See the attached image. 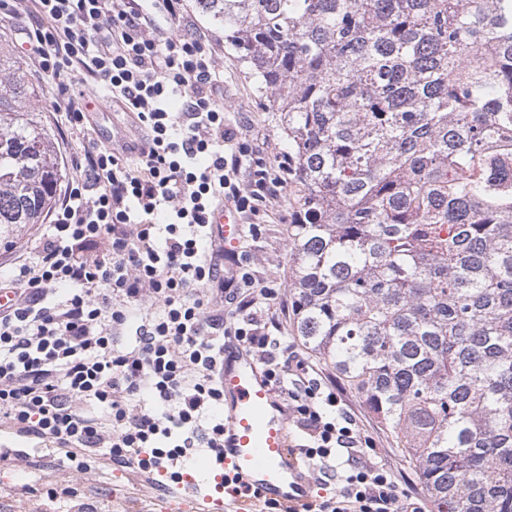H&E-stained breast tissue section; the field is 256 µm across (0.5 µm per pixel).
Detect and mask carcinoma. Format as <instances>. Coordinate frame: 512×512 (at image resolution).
<instances>
[{
    "mask_svg": "<svg viewBox=\"0 0 512 512\" xmlns=\"http://www.w3.org/2000/svg\"><path fill=\"white\" fill-rule=\"evenodd\" d=\"M288 145L292 330L433 512H512V0H197ZM0 40V240L63 178Z\"/></svg>",
    "mask_w": 512,
    "mask_h": 512,
    "instance_id": "1",
    "label": "carcinoma"
}]
</instances>
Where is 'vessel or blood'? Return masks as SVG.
<instances>
[{"label":"vessel or blood","mask_w":512,"mask_h":512,"mask_svg":"<svg viewBox=\"0 0 512 512\" xmlns=\"http://www.w3.org/2000/svg\"><path fill=\"white\" fill-rule=\"evenodd\" d=\"M241 226L228 204L216 203L212 247L224 253L237 246ZM224 391V462L206 480L184 475L195 512H223L236 489H250L258 500L280 505L309 502L312 472L290 444L288 407L271 386L266 370L235 341L224 344L218 371Z\"/></svg>","instance_id":"b4317fda"}]
</instances>
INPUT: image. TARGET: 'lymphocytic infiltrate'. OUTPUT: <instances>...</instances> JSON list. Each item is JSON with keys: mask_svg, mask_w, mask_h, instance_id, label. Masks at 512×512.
<instances>
[{"mask_svg": "<svg viewBox=\"0 0 512 512\" xmlns=\"http://www.w3.org/2000/svg\"><path fill=\"white\" fill-rule=\"evenodd\" d=\"M26 24L31 59L63 104L68 180L30 253L0 275L17 302L0 310V431L61 450L68 475L47 497L71 504L103 466L136 468L158 489L181 483L189 449L224 456L216 370L225 304L234 335L268 365L305 434L299 453L336 491L271 512H422L379 452L364 447L340 383L278 339L268 289L239 254L221 267L205 243L224 200L257 214L280 195L287 158L224 126V69L209 38L184 34V0H0ZM134 112L149 147L98 146L85 86ZM158 311L136 331L145 302ZM149 393L153 405L135 400Z\"/></svg>", "mask_w": 512, "mask_h": 512, "instance_id": "lymphocytic-infiltrate-1", "label": "lymphocytic infiltrate"}]
</instances>
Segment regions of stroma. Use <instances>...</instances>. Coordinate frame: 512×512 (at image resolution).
Segmentation results:
<instances>
[{
    "mask_svg": "<svg viewBox=\"0 0 512 512\" xmlns=\"http://www.w3.org/2000/svg\"><path fill=\"white\" fill-rule=\"evenodd\" d=\"M187 17L182 23L183 29L204 31L224 65V118L233 124L240 133L246 134L253 144L263 145L269 153L275 154L283 149V141L277 128L268 119L262 100L245 73V68L233 49L224 42V34L199 9L196 0H186ZM289 212L287 195H280L264 215V226L260 237H251L243 233L237 248L244 264L254 275L256 288H270L274 296L268 302L271 313L277 316L282 326H289L291 312L282 308L288 302L290 271L288 265L289 239L288 226L283 219ZM345 401L354 409L361 411L363 433L381 452L385 462L397 472L403 474L411 484L419 479L413 464L406 461L397 450L390 433L379 423L376 417L367 411L363 400L353 391H345ZM30 467L21 468L0 461V512H15L18 502L26 496V487L41 488V479L50 473L61 472L63 466L58 452L43 450L32 453ZM91 503L111 502L112 512H155L158 504H171L172 495L154 487L139 490L127 478V471L113 466L106 471L98 483L87 494Z\"/></svg>",
    "mask_w": 512,
    "mask_h": 512,
    "instance_id": "stroma-1",
    "label": "stroma"
}]
</instances>
